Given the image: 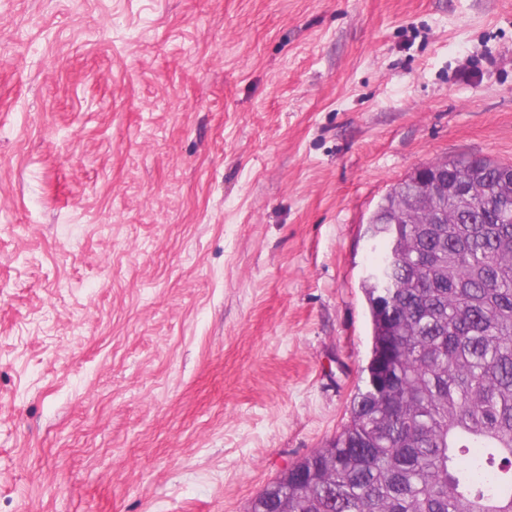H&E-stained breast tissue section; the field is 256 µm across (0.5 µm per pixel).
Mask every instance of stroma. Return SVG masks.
I'll return each mask as SVG.
<instances>
[{"instance_id": "obj_1", "label": "stroma", "mask_w": 512, "mask_h": 512, "mask_svg": "<svg viewBox=\"0 0 512 512\" xmlns=\"http://www.w3.org/2000/svg\"><path fill=\"white\" fill-rule=\"evenodd\" d=\"M512 164V0H0V512H248L348 421L365 225Z\"/></svg>"}]
</instances>
